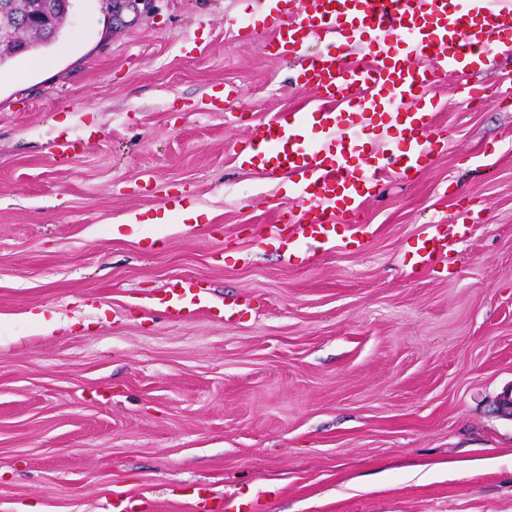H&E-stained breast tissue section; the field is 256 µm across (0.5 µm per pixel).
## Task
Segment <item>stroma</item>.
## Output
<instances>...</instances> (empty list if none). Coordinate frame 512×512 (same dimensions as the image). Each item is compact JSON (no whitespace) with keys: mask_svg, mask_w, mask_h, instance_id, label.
<instances>
[{"mask_svg":"<svg viewBox=\"0 0 512 512\" xmlns=\"http://www.w3.org/2000/svg\"><path fill=\"white\" fill-rule=\"evenodd\" d=\"M265 12L73 0L44 68L0 67V512H190L200 484L244 512H512V98L443 76L431 164L381 175L361 242L287 260L296 194L235 152L316 95ZM467 199L469 234L415 266ZM180 277L205 306L176 320ZM160 301L172 318L180 319L189 306H199L202 303L201 288L192 279H174L168 284L165 296Z\"/></svg>","mask_w":512,"mask_h":512,"instance_id":"1","label":"stroma"}]
</instances>
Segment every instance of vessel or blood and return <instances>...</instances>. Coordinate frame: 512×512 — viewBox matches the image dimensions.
Masks as SVG:
<instances>
[{
	"label": "vessel or blood",
	"instance_id": "1",
	"mask_svg": "<svg viewBox=\"0 0 512 512\" xmlns=\"http://www.w3.org/2000/svg\"><path fill=\"white\" fill-rule=\"evenodd\" d=\"M280 2L270 0L266 14L269 46L290 47L319 103L256 126L236 160L245 168L288 174L297 187L295 224L270 229L291 252L304 242H338L337 217L357 214L378 172L394 165L410 173L444 146L446 132L433 129L437 104L430 90L442 75L512 52V0H478L469 9L456 0H297L287 13ZM354 46L365 49V61L345 60L342 48ZM391 128L396 136H388ZM364 150L369 164L351 171L348 154ZM463 235L457 223L428 225L417 264L429 266ZM201 301L198 283L189 278L172 280L162 299L175 319ZM191 512L241 508L202 487Z\"/></svg>",
	"mask_w": 512,
	"mask_h": 512
}]
</instances>
